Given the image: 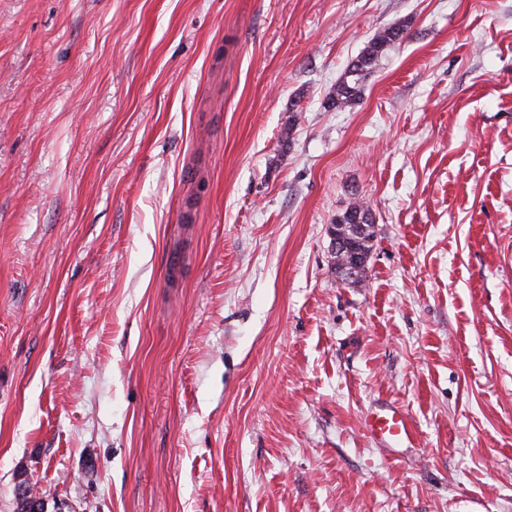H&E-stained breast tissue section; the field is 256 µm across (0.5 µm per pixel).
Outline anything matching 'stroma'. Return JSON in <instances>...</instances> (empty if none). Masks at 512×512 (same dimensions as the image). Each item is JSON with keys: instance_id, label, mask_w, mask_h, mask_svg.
Wrapping results in <instances>:
<instances>
[{"instance_id": "obj_1", "label": "stroma", "mask_w": 512, "mask_h": 512, "mask_svg": "<svg viewBox=\"0 0 512 512\" xmlns=\"http://www.w3.org/2000/svg\"><path fill=\"white\" fill-rule=\"evenodd\" d=\"M21 472L70 512H512V0H0V512ZM406 29L393 26L376 32L367 42L360 54L350 62L342 80L336 85L332 96V105L336 109L351 106L361 94V80L378 61L383 52L403 39ZM335 224H373V218L369 208L361 201L356 200L345 209L342 215L336 218ZM364 422L366 431L380 448L396 452L416 445V432L409 417L393 402L371 406Z\"/></svg>"}]
</instances>
